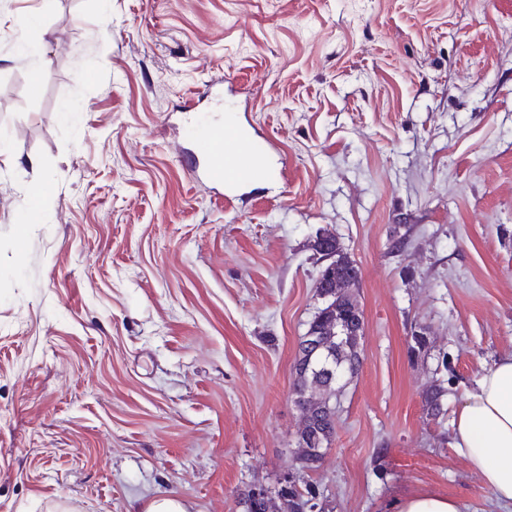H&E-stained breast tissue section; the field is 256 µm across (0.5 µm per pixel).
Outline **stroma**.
Returning a JSON list of instances; mask_svg holds the SVG:
<instances>
[{"label":"stroma","mask_w":512,"mask_h":512,"mask_svg":"<svg viewBox=\"0 0 512 512\" xmlns=\"http://www.w3.org/2000/svg\"><path fill=\"white\" fill-rule=\"evenodd\" d=\"M220 80L283 172L231 210L187 173ZM324 230L365 332L322 512H498L452 423L512 352V0H0V512L277 487ZM447 395L448 390L443 386V383H433L423 392V406L429 417L435 419L442 413ZM393 512H463L461 504L448 496L422 492L396 501Z\"/></svg>","instance_id":"35a3bbf8"}]
</instances>
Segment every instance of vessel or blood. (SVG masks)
<instances>
[{
    "instance_id": "obj_1",
    "label": "vessel or blood",
    "mask_w": 512,
    "mask_h": 512,
    "mask_svg": "<svg viewBox=\"0 0 512 512\" xmlns=\"http://www.w3.org/2000/svg\"><path fill=\"white\" fill-rule=\"evenodd\" d=\"M194 148L201 163L191 177L223 190L226 206H234L247 188L273 175L267 164L271 140L247 133L234 119L200 129Z\"/></svg>"
}]
</instances>
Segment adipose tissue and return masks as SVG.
Listing matches in <instances>:
<instances>
[{
  "instance_id": "1",
  "label": "adipose tissue",
  "mask_w": 512,
  "mask_h": 512,
  "mask_svg": "<svg viewBox=\"0 0 512 512\" xmlns=\"http://www.w3.org/2000/svg\"><path fill=\"white\" fill-rule=\"evenodd\" d=\"M452 442L480 474L495 505L512 506V354L499 358L467 391Z\"/></svg>"
}]
</instances>
